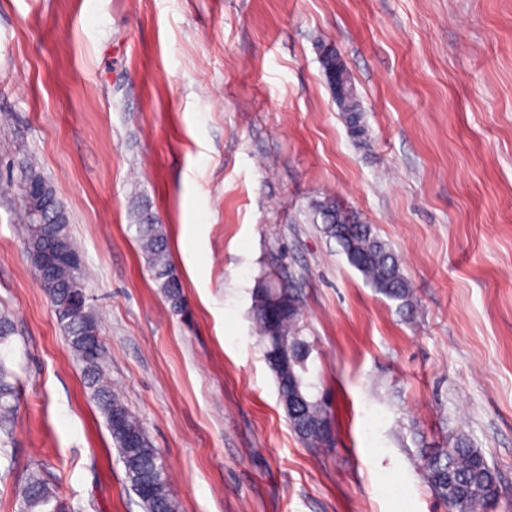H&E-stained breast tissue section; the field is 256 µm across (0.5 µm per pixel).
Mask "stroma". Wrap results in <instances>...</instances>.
Wrapping results in <instances>:
<instances>
[{
  "mask_svg": "<svg viewBox=\"0 0 512 512\" xmlns=\"http://www.w3.org/2000/svg\"><path fill=\"white\" fill-rule=\"evenodd\" d=\"M24 161L68 212L109 376L178 512H446L419 450L461 433L512 512V0H0V312L20 390L0 512L37 467L66 512H143L25 253ZM328 196L399 255L412 309L320 233ZM143 205L184 312L137 246ZM275 257L332 448L294 433L257 338L251 291Z\"/></svg>",
  "mask_w": 512,
  "mask_h": 512,
  "instance_id": "35a3bbf8",
  "label": "stroma"
}]
</instances>
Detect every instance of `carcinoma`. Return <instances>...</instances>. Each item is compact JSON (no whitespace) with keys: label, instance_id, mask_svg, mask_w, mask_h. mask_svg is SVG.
I'll return each instance as SVG.
<instances>
[{"label":"carcinoma","instance_id":"cac0c4a2","mask_svg":"<svg viewBox=\"0 0 512 512\" xmlns=\"http://www.w3.org/2000/svg\"><path fill=\"white\" fill-rule=\"evenodd\" d=\"M320 218V230L334 241L348 263L357 270L377 293L413 307V290L405 276L397 253L375 232L373 225L346 210L336 199L327 197L314 206ZM24 245L35 249L41 242L39 217H26ZM137 239L145 256L150 275L171 304L178 310L183 301L182 282L169 253L162 227L154 221L148 207L137 213ZM82 269L67 279L46 287L54 303L57 322L62 328L70 351L83 365V378L97 401L112 441L123 460L127 480L140 498L145 512H177L166 468L157 449L153 448L139 418L132 413L112 388L105 365V352L86 354L83 341L88 325L97 324L91 308L78 315L60 311L61 299L71 282H82ZM300 295L280 271L258 281L253 291V320L263 343L265 357L274 370L279 399L288 422L309 447H332L335 444L332 415L327 394L308 378L313 345L301 335ZM14 375L0 355V431L8 442L17 409L18 389ZM421 464L427 483L436 497L449 506V512H492L498 493V476L482 451L463 435L448 439L444 448L421 449ZM22 512H63L53 486L41 471H30L20 492Z\"/></svg>","mask_w":512,"mask_h":512}]
</instances>
